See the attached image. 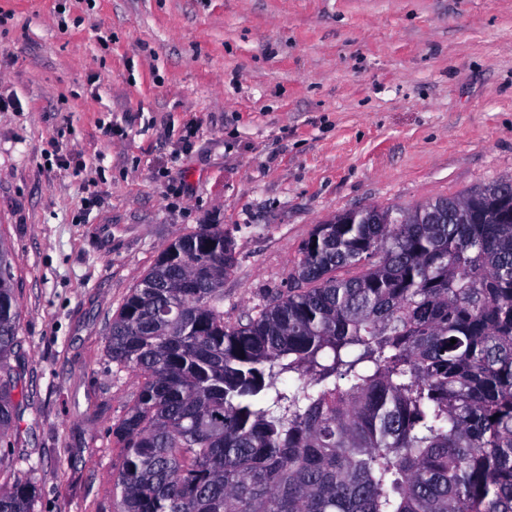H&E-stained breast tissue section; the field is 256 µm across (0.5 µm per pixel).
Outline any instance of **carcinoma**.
Returning a JSON list of instances; mask_svg holds the SVG:
<instances>
[{"mask_svg": "<svg viewBox=\"0 0 512 512\" xmlns=\"http://www.w3.org/2000/svg\"><path fill=\"white\" fill-rule=\"evenodd\" d=\"M235 265L202 224L112 318L107 352L138 378L111 428L113 512H512L511 181L317 225L296 286L230 325ZM19 319L0 242V365ZM13 389L5 368L7 448ZM22 463L0 512H35Z\"/></svg>", "mask_w": 512, "mask_h": 512, "instance_id": "cac0c4a2", "label": "carcinoma"}]
</instances>
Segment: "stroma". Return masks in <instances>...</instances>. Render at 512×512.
I'll return each mask as SVG.
<instances>
[{
	"label": "stroma",
	"mask_w": 512,
	"mask_h": 512,
	"mask_svg": "<svg viewBox=\"0 0 512 512\" xmlns=\"http://www.w3.org/2000/svg\"><path fill=\"white\" fill-rule=\"evenodd\" d=\"M0 238L36 512H103L138 380L106 352L158 254L231 232L224 320L316 225L512 180V0H0Z\"/></svg>",
	"instance_id": "35a3bbf8"
}]
</instances>
